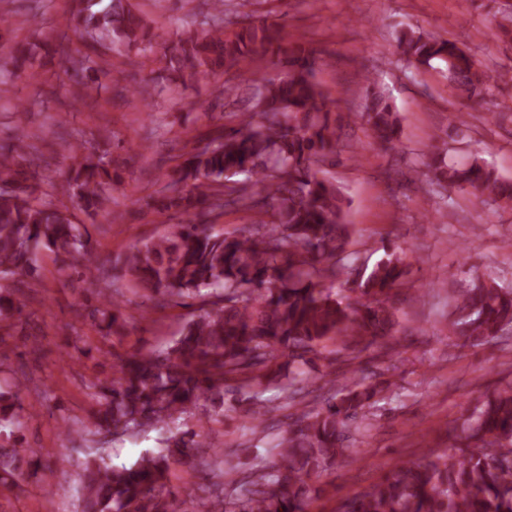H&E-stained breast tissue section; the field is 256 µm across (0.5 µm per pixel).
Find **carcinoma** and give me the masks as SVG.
Masks as SVG:
<instances>
[{"label": "carcinoma", "mask_w": 512, "mask_h": 512, "mask_svg": "<svg viewBox=\"0 0 512 512\" xmlns=\"http://www.w3.org/2000/svg\"><path fill=\"white\" fill-rule=\"evenodd\" d=\"M203 34L188 30L167 46L166 68L185 86L216 69L241 70L261 60L277 41L278 30L245 13L238 30L224 33V0ZM69 20L86 47L69 59L76 77L73 100L97 89L99 75L119 81V70L97 67L101 50L145 49L149 28L131 0H109L92 11L90 0H71ZM399 61L407 67L442 66L448 83L468 96H483L511 84L509 73H491L456 41L439 39L410 26L397 36ZM288 73L263 79L254 112H241L237 127L218 128L202 150L183 154L179 182L158 195L162 210L182 220L167 232L134 247L123 261L134 292L165 307L174 297H199L209 305L186 324L182 334L157 352L117 355L112 380L88 388L102 407L95 433L126 434L172 424L178 431L158 451H145L130 466L115 467L88 453L79 474L82 512H308L316 483L344 459L354 432L368 431L365 409L384 389L368 373L353 371V382L326 391L330 375L316 370L327 343L345 338L348 350L374 344L396 350L394 332L399 286L410 274L406 253L388 251L372 267L346 266L349 243L345 199L326 177L336 155L338 114L315 79L314 54L304 48L286 61ZM362 117L385 143L396 141L398 112L373 88L366 89ZM74 160L65 184L51 180L43 189L29 184L38 175L42 154L20 135L0 145V337L23 327L14 321L25 306L37 256L47 251L67 266L96 268L95 240L85 224L72 220L61 198L75 197L89 215L117 223L108 196L112 157L61 139ZM439 187L466 185L480 199L512 204V179L475 159L464 168L445 166L436 156L426 163ZM248 174V181L235 177ZM228 206L271 209L274 220L251 225L247 236L212 231L211 217ZM348 274L351 303L332 296L326 282ZM102 301L90 311L106 336L122 333L123 292L109 271L89 281ZM452 308L460 337L479 344L512 328V290L477 280ZM288 377L285 406L314 394L315 405L286 415L288 423L277 458L244 471L215 451L208 433L184 427L199 411L236 409L257 389ZM12 376L0 385V483L22 487L38 466L33 448L19 446L16 433L28 417ZM458 452H432L424 462L401 465L378 482L345 499L337 512H512V384L496 390L468 417ZM197 462L216 478L208 496L179 497L170 486L172 467ZM234 495L224 496V487Z\"/></svg>", "instance_id": "cac0c4a2"}]
</instances>
